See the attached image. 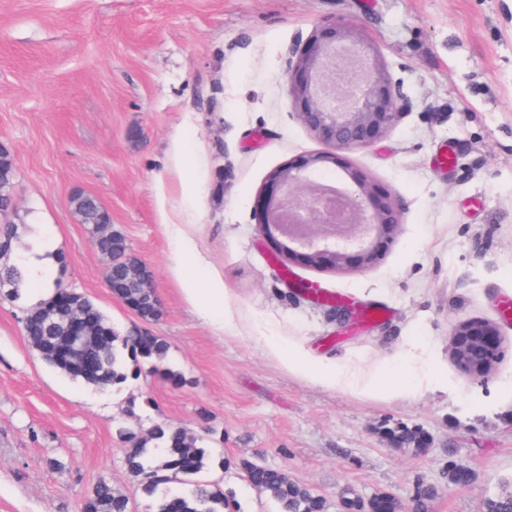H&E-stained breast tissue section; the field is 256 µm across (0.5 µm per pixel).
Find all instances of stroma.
Segmentation results:
<instances>
[{"label":"stroma","mask_w":512,"mask_h":512,"mask_svg":"<svg viewBox=\"0 0 512 512\" xmlns=\"http://www.w3.org/2000/svg\"><path fill=\"white\" fill-rule=\"evenodd\" d=\"M357 24L379 48L403 113L350 159L391 190L402 211L385 254L365 270L283 269L257 227L269 174L325 146L295 117L288 72L326 21ZM0 142L15 164L16 243L31 224L53 243V277L82 293L124 335L169 345L167 366L128 363L116 388L48 365L23 321L43 292L0 293V512H81L98 481L125 493L129 512L156 501L130 476V434L164 420L215 462L229 512H278L250 485L252 462L282 470L321 495H394L429 512H485L512 487V0H0ZM196 158L198 202L180 213L182 153ZM452 152V169L439 157ZM95 196L112 228L153 274L161 303L141 319L106 286L108 258L71 198ZM189 246L193 274L224 285L219 334L186 302L173 261ZM360 323L337 336L330 305ZM497 326L492 375H464L451 357L455 326ZM307 348L360 379L405 364L399 390L322 383L285 365L263 339ZM419 428L426 452L389 447L387 429ZM470 469L448 483L449 465Z\"/></svg>","instance_id":"35a3bbf8"}]
</instances>
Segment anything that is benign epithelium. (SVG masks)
I'll list each match as a JSON object with an SVG mask.
<instances>
[{"mask_svg": "<svg viewBox=\"0 0 512 512\" xmlns=\"http://www.w3.org/2000/svg\"><path fill=\"white\" fill-rule=\"evenodd\" d=\"M288 97L299 121L329 150L274 170L257 207L260 232L276 243L282 265L303 261L338 269L374 265L401 224L395 197L347 154L371 145L398 120L402 108L393 76L377 47L352 23L315 28L288 72ZM335 169L342 180L322 184L311 175ZM14 207V184L0 177V216ZM68 356L84 343L87 318L72 312ZM495 326L459 324L451 356L460 371L486 377L501 357Z\"/></svg>", "mask_w": 512, "mask_h": 512, "instance_id": "benign-epithelium-1", "label": "benign epithelium"}]
</instances>
